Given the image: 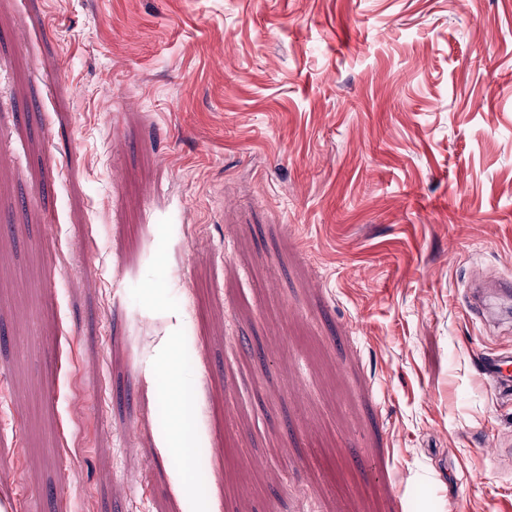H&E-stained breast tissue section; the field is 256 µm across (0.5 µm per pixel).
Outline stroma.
I'll return each mask as SVG.
<instances>
[{
	"instance_id": "obj_1",
	"label": "stroma",
	"mask_w": 512,
	"mask_h": 512,
	"mask_svg": "<svg viewBox=\"0 0 512 512\" xmlns=\"http://www.w3.org/2000/svg\"><path fill=\"white\" fill-rule=\"evenodd\" d=\"M505 281L512 0H0V512H512ZM512 365V356L503 354L485 359L481 364L482 373L491 384L500 392L511 394L512 374L509 367ZM171 384L167 391V397L169 401V394L172 402H169V406L171 412L178 422L179 425H184V417H185V394L184 388L179 379V375L176 371L171 373Z\"/></svg>"
}]
</instances>
